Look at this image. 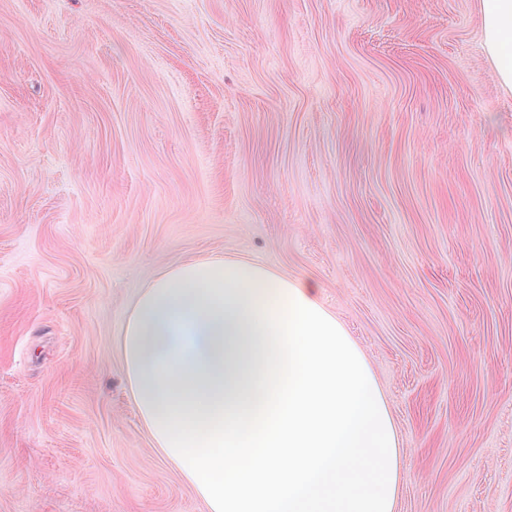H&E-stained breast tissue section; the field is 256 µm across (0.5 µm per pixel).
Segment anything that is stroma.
Listing matches in <instances>:
<instances>
[{"mask_svg": "<svg viewBox=\"0 0 512 512\" xmlns=\"http://www.w3.org/2000/svg\"><path fill=\"white\" fill-rule=\"evenodd\" d=\"M310 278L396 512H512V92L479 0H0V512H203L118 341L195 259Z\"/></svg>", "mask_w": 512, "mask_h": 512, "instance_id": "stroma-1", "label": "stroma"}]
</instances>
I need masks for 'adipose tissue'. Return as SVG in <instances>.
I'll list each match as a JSON object with an SVG mask.
<instances>
[{"instance_id": "obj_1", "label": "adipose tissue", "mask_w": 512, "mask_h": 512, "mask_svg": "<svg viewBox=\"0 0 512 512\" xmlns=\"http://www.w3.org/2000/svg\"><path fill=\"white\" fill-rule=\"evenodd\" d=\"M512 91V0H480ZM120 351L134 405L204 512H395L396 426L318 286L248 261L175 267L139 295Z\"/></svg>"}]
</instances>
